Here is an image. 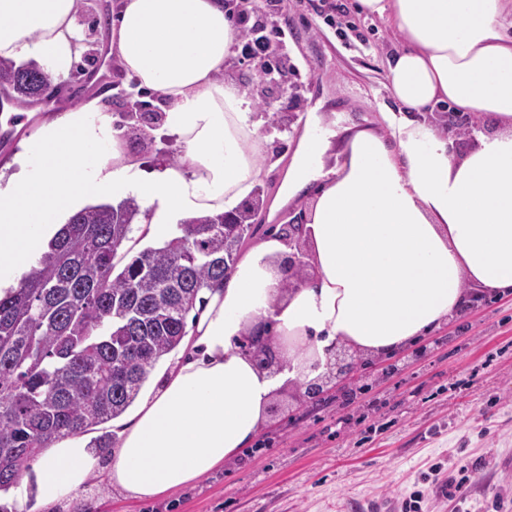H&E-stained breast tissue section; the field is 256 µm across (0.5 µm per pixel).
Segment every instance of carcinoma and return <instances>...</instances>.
<instances>
[{
  "mask_svg": "<svg viewBox=\"0 0 512 512\" xmlns=\"http://www.w3.org/2000/svg\"><path fill=\"white\" fill-rule=\"evenodd\" d=\"M55 74L0 60V90L17 108L38 103ZM264 205L190 219L178 235L123 265L140 206L105 202L72 215L39 262L0 297V494L56 440L122 415L149 371L181 344L186 317L223 285Z\"/></svg>",
  "mask_w": 512,
  "mask_h": 512,
  "instance_id": "obj_1",
  "label": "carcinoma"
}]
</instances>
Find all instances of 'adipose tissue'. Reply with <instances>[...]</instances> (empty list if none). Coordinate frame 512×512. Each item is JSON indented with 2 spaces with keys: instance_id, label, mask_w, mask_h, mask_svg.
I'll use <instances>...</instances> for the list:
<instances>
[{
  "instance_id": "1",
  "label": "adipose tissue",
  "mask_w": 512,
  "mask_h": 512,
  "mask_svg": "<svg viewBox=\"0 0 512 512\" xmlns=\"http://www.w3.org/2000/svg\"><path fill=\"white\" fill-rule=\"evenodd\" d=\"M355 9L403 40L386 60L395 106L381 128L313 123L299 137L284 188H317L307 278L289 284L282 237L247 248L224 286L206 292L189 351L159 374L107 457L80 436L44 449L42 500L68 497L101 469L137 499L175 490L244 448L274 392L317 380L338 347L390 354L458 312L467 283L512 288V0ZM75 16V0H0V58L68 70ZM237 36L222 0H124L112 48L129 78L163 95L179 161L146 172L98 101L46 114L0 172V294L85 204L136 198L147 236L166 241L179 221L233 211L252 193L261 125L247 93L220 77ZM442 103L492 116L500 130L455 155L430 119ZM256 331L277 347V373L240 352Z\"/></svg>"
}]
</instances>
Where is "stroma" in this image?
<instances>
[{
  "label": "stroma",
  "mask_w": 512,
  "mask_h": 512,
  "mask_svg": "<svg viewBox=\"0 0 512 512\" xmlns=\"http://www.w3.org/2000/svg\"><path fill=\"white\" fill-rule=\"evenodd\" d=\"M283 0L279 23L286 79L299 96L275 101L282 119L305 126L310 113L337 124L383 125L388 103L386 58L398 43L384 20L356 14L353 0ZM121 0H86L78 18L77 58L56 80L48 103L0 121V166L37 129L45 112H65L94 97L108 105L126 150L146 170L178 156L174 138L151 131L144 151L124 123L130 81L113 63L112 77L91 78L110 50V22ZM259 184L274 199L295 138L266 128ZM314 189L284 200L275 216L260 213L252 240L281 231L310 211ZM365 387L302 401L286 386L271 400L257 437L224 466L173 493L140 501L92 476L75 499L52 505L30 498L29 512H401L420 492V512H512V291L480 290L479 300L429 334L382 359L367 360ZM466 479L464 498L448 486Z\"/></svg>",
  "instance_id": "obj_1"
}]
</instances>
